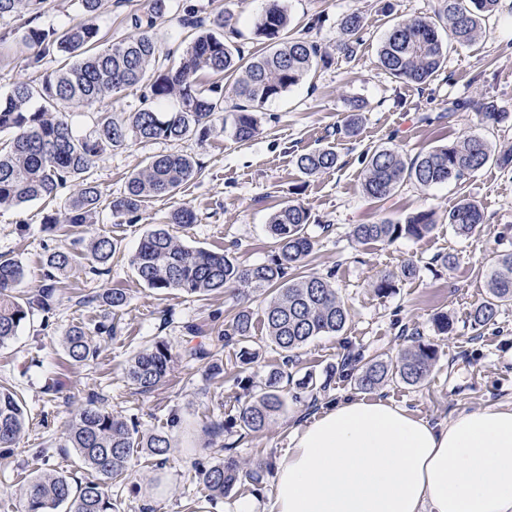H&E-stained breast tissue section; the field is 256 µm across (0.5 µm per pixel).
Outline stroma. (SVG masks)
<instances>
[{
	"label": "stroma",
	"instance_id": "obj_1",
	"mask_svg": "<svg viewBox=\"0 0 512 512\" xmlns=\"http://www.w3.org/2000/svg\"><path fill=\"white\" fill-rule=\"evenodd\" d=\"M173 7L155 27L163 50H176L187 36L181 25L184 9L202 8L212 20L217 11L232 14L237 29L232 40L251 51L258 47L255 23L267 0H171ZM292 22L287 37L315 41L329 56L328 64L313 68L299 84L268 101L258 114L262 131L247 143L222 133L206 140L189 137L177 142H133L112 151L89 172L104 195L123 191L131 173L153 155L179 152L194 156L202 170L171 199L149 204L141 220L115 225L108 207H100L95 223L71 230H49L47 216L63 211L73 193L63 189L56 198L34 201L0 211V254L20 261L25 277L22 291L38 288L43 261L50 252L72 247L77 237L112 236L117 248L105 274L90 271L77 258L60 279L53 311L30 316L18 335L0 346V383L13 386L25 399L29 423L17 447L0 450V512H24V483L46 469L83 481L74 449L66 445L68 425L77 407L95 399L112 413L134 418L140 429L172 437L174 448L165 465L151 457H134L126 476L109 481L120 512H232L240 498L255 491L269 493L273 480L262 486L242 482L224 497L212 500L199 484L194 461L210 463L231 456L243 466L256 460L276 465L288 450L294 429L326 409L328 403L362 397L353 380L336 376L343 356L386 354L398 357L411 345V332L435 345L439 360L429 381L420 387L388 382L375 389L378 398L391 400L433 423L445 422L459 411L492 403H512V305L504 307L494 325L477 330L470 313L488 295V271L495 256L512 250V171L489 165L460 184L425 188L401 186L388 199L375 202L362 191L365 157L377 147L415 155L468 135L483 137L496 146L512 145V121L480 123L475 111L445 114L460 98H491L501 111L512 113V0H500L486 19L481 36L471 45H449L445 66L418 85L397 79L380 65L378 51L394 22L434 14L436 0H285ZM150 0H103L97 23L105 40L131 34V14L147 13ZM361 11L365 29L357 54L345 58L336 49L340 22ZM76 0H46L39 14L0 21V92L25 80L41 82V71L29 65L31 55L22 42L27 28L64 30L79 22ZM363 105L356 135L336 134L353 101ZM333 147L336 169L307 176L299 170L300 154ZM479 203L485 222L468 235L455 234L448 212L461 199ZM300 202L309 208L316 240L313 271L329 277L350 308V318L338 335L312 339L298 353L290 371L294 378L312 375L330 380L317 400L307 392L287 388V407L277 422L261 433L244 434L234 428L212 437L214 423L236 417L244 391L234 384L237 350L225 347L222 330L239 306L253 313L251 349L259 354V368L281 365L282 356L265 336V296L247 290L242 298L215 293L200 299L178 291L159 293L138 279L130 259L149 229L167 221L176 206L187 205L195 223L174 227L188 246L225 250L245 265L269 259L273 241L267 231L270 214L280 205ZM419 211L434 212L437 224L430 234L391 243L354 242L352 225L394 221ZM456 263L446 268L445 255ZM417 267L415 277L399 283L396 291L378 295L373 283L384 273L398 271L404 262ZM120 288L127 295L117 315L116 336L98 340L94 359L71 365L65 360L62 338L74 325L94 330L106 314L92 295ZM447 314L453 322L448 334L438 333L433 318ZM196 334H188L187 326ZM169 342L173 368L155 390L142 393L127 370L131 357L154 340ZM220 351L225 382L210 379L205 362L190 358V348ZM50 453L37 459V449Z\"/></svg>",
	"mask_w": 512,
	"mask_h": 512
}]
</instances>
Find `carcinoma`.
<instances>
[{"instance_id": "obj_1", "label": "carcinoma", "mask_w": 512, "mask_h": 512, "mask_svg": "<svg viewBox=\"0 0 512 512\" xmlns=\"http://www.w3.org/2000/svg\"><path fill=\"white\" fill-rule=\"evenodd\" d=\"M45 0H0V20L22 14H37ZM103 0H78L81 21L59 32L30 28L22 37L33 53L30 65L38 69L50 53L61 65L43 74L41 86L18 81L0 94V129L14 132L12 141L0 147V209L13 208L35 200L51 198L69 182L76 191L69 198L63 217L49 223L77 227L92 224L102 203L101 191L86 174L114 150L131 140L144 142L178 141L189 136L205 138L225 132L238 142L259 133L255 109L299 84L307 72L324 60L320 47L305 38L281 39L290 16L282 0H269L258 19L256 34L272 47L247 54L224 38L231 16L220 12L203 23L196 10L188 8L182 18L195 30L188 36L181 54H163L154 28L170 9L169 0H151L144 15L134 14V33L102 44L96 24ZM500 0H437L434 17L415 18L393 25L379 50L382 68L398 79L427 83L439 72L448 55L437 26L443 22L453 41L467 46L476 40L485 18L498 9ZM364 17L359 12L345 15L340 23L342 38L337 49L350 58L356 54ZM234 78L233 93L246 104L224 116V77ZM140 86L148 105L134 112L117 114L108 107L98 110L92 129L76 133L67 114L57 110L60 102L93 105L112 99L127 88ZM176 101L174 109L161 112L154 104ZM481 121L500 124L512 114L499 110L493 100L479 103ZM512 168V146L497 148L476 135L450 145L434 147L413 157L391 148H378L366 159L362 184L364 194L380 202L398 187L411 182L423 187L457 182L488 164ZM336 151L321 148L297 158L302 173L314 175L335 168ZM199 167L191 155L170 153L151 157L133 173L124 191L109 202L113 223L123 224L143 213L153 200L174 195L191 180ZM196 219L187 206L173 209L168 223L158 224L144 236L131 258L139 281L157 292L180 291L204 297L211 293H236L247 288L268 292L264 327L268 341L283 354V365L294 361L296 351L309 340L337 335L349 320V308L340 299L331 281L309 268L316 240L309 231L311 213L303 204L288 203L271 214L268 231L274 250L259 265H244L223 251L184 245L170 225L186 226ZM484 223V212L475 201L464 198L448 213V225L461 235ZM434 213L420 211L404 221L382 220L355 224L351 237L358 243L394 242L400 238L421 239L435 227ZM116 243L110 236L89 240L85 255L90 269L103 273L112 259ZM74 260L70 251H53L44 260L42 284L24 297L16 288L24 278L21 263L0 254V345L16 336L35 311L48 312L56 300L58 276ZM416 273L412 262L398 273H384L373 284L385 296L398 283ZM489 294L470 314L472 325L483 328L495 324L502 308L512 305V251L505 250L489 274ZM116 313L126 305L127 295L119 288H104L90 298ZM253 313L241 307L224 329V345L238 348L239 363L255 367L256 352L248 347L253 337ZM116 334L112 323H99L89 332L73 325L62 338L68 359L80 364L94 357L96 338ZM396 360L378 356L364 359L346 355L339 376L354 377L357 386L370 391L386 382L398 381L420 386L431 376L438 350L420 337ZM194 355L206 361L213 379L224 378V363L217 351L202 347ZM173 367L171 347L156 340L138 351L128 367V378L147 393L155 389ZM287 372L271 368L264 372L261 392L239 408L233 424L247 433L265 430L285 408L282 383ZM27 422L25 407L17 391L0 386V448L15 447ZM67 442L77 454L90 478L75 486L70 477L46 470L30 478L24 489L25 512H120L119 504L106 490L107 481L125 474L134 454L142 451L158 464L166 463L172 450L170 438L161 432L145 433L125 417L114 414L90 400L77 408L68 427ZM196 476L209 499L224 496L241 479L262 484L266 465L258 462L243 467L233 457L206 465L193 464Z\"/></svg>"}]
</instances>
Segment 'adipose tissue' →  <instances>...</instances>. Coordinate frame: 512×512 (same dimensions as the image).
Masks as SVG:
<instances>
[{"mask_svg": "<svg viewBox=\"0 0 512 512\" xmlns=\"http://www.w3.org/2000/svg\"><path fill=\"white\" fill-rule=\"evenodd\" d=\"M234 512H512V405L434 424L381 399L338 402L295 431L269 503Z\"/></svg>", "mask_w": 512, "mask_h": 512, "instance_id": "ef3b65f1", "label": "adipose tissue"}]
</instances>
